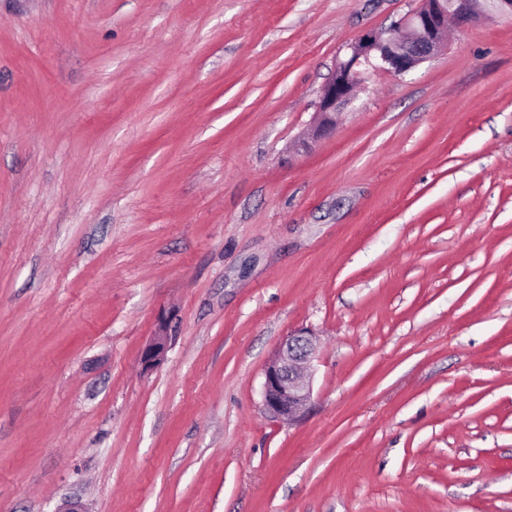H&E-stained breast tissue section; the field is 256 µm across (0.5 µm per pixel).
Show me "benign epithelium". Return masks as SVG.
Instances as JSON below:
<instances>
[{"mask_svg":"<svg viewBox=\"0 0 512 512\" xmlns=\"http://www.w3.org/2000/svg\"><path fill=\"white\" fill-rule=\"evenodd\" d=\"M463 25L491 16L512 17V0H420L419 6L384 31H369L349 45L317 103L311 137L300 142L307 151L313 142L331 132L336 115L355 99L369 71L404 75L448 46V13ZM168 336L159 331L142 352L148 370L164 358ZM318 350L317 338L299 331L282 343L264 371L262 399L266 413L277 420H298L310 402L311 367Z\"/></svg>","mask_w":512,"mask_h":512,"instance_id":"7a95c632","label":"benign epithelium"}]
</instances>
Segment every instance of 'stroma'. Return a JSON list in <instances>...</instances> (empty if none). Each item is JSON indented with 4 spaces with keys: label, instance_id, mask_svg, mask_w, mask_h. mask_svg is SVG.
<instances>
[{
    "label": "stroma",
    "instance_id": "35a3bbf8",
    "mask_svg": "<svg viewBox=\"0 0 512 512\" xmlns=\"http://www.w3.org/2000/svg\"><path fill=\"white\" fill-rule=\"evenodd\" d=\"M417 5L0 0V512H512V17L295 148ZM168 336L164 328L160 329L151 343H149L142 352L141 363L144 369L148 370L158 365L164 358L167 347ZM318 350L315 336L299 331L282 343L264 371L262 399L274 419L294 422L310 402L311 367Z\"/></svg>",
    "mask_w": 512,
    "mask_h": 512
}]
</instances>
